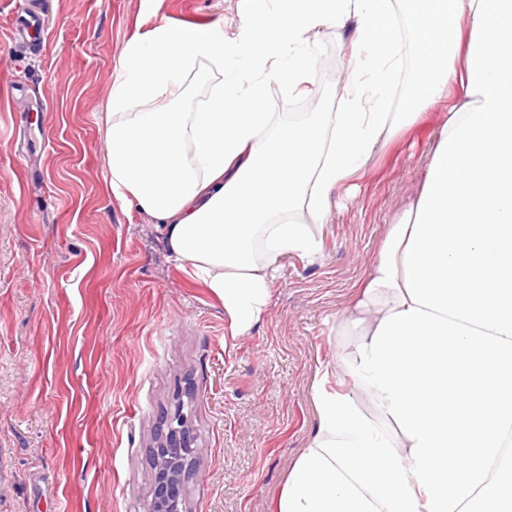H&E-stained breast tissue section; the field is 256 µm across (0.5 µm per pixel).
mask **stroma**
<instances>
[{
  "label": "stroma",
  "instance_id": "stroma-1",
  "mask_svg": "<svg viewBox=\"0 0 512 512\" xmlns=\"http://www.w3.org/2000/svg\"><path fill=\"white\" fill-rule=\"evenodd\" d=\"M238 0H0V512H145L164 410L193 386L185 512H275L318 426L314 387L431 128L390 144L290 256L250 335L107 183L104 112L133 32L223 19ZM42 31L10 34L16 11Z\"/></svg>",
  "mask_w": 512,
  "mask_h": 512
}]
</instances>
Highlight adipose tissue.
I'll return each mask as SVG.
<instances>
[{
    "label": "adipose tissue",
    "mask_w": 512,
    "mask_h": 512,
    "mask_svg": "<svg viewBox=\"0 0 512 512\" xmlns=\"http://www.w3.org/2000/svg\"><path fill=\"white\" fill-rule=\"evenodd\" d=\"M349 58L318 71L323 41ZM194 112L168 105L186 79ZM333 112H275L272 89ZM447 104L416 197L338 328L342 391L276 512H512V0H238V22L161 21L112 73L108 186L179 269L261 320L283 261L322 253L340 190ZM207 94L205 86L188 79L174 94L177 112H194L206 100Z\"/></svg>",
    "instance_id": "1"
}]
</instances>
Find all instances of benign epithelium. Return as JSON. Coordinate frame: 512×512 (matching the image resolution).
Returning <instances> with one entry per match:
<instances>
[{
	"label": "benign epithelium",
	"instance_id": "obj_1",
	"mask_svg": "<svg viewBox=\"0 0 512 512\" xmlns=\"http://www.w3.org/2000/svg\"><path fill=\"white\" fill-rule=\"evenodd\" d=\"M189 446L187 417L177 407L165 416L150 448L151 455L160 459L154 475L150 512H182L184 485L191 474L187 465Z\"/></svg>",
	"mask_w": 512,
	"mask_h": 512
}]
</instances>
